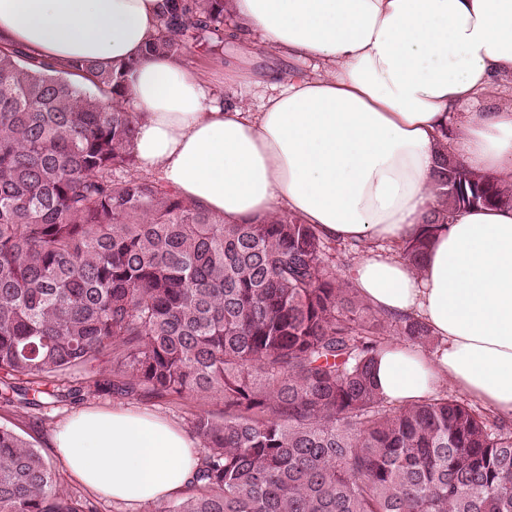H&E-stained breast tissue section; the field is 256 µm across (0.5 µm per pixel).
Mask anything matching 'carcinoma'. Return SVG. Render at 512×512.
<instances>
[{
    "label": "carcinoma",
    "mask_w": 512,
    "mask_h": 512,
    "mask_svg": "<svg viewBox=\"0 0 512 512\" xmlns=\"http://www.w3.org/2000/svg\"><path fill=\"white\" fill-rule=\"evenodd\" d=\"M227 2L161 0L145 54L224 51ZM137 65L0 45V398L41 409L52 382L58 401L223 396L190 421L205 448L191 493L159 512H512V430L444 391L393 406L374 384L388 337L435 344L425 322L374 310L313 225L226 224L139 172ZM434 189L402 247L416 267L448 214L512 206L446 147ZM0 512L97 508L0 426Z\"/></svg>",
    "instance_id": "cac0c4a2"
}]
</instances>
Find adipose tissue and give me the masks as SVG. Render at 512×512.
Here are the masks:
<instances>
[{
    "mask_svg": "<svg viewBox=\"0 0 512 512\" xmlns=\"http://www.w3.org/2000/svg\"><path fill=\"white\" fill-rule=\"evenodd\" d=\"M160 0H0V45L58 63L137 60L127 81L140 169L228 224L285 212L360 255L349 280L374 309L410 315L435 337L426 352L384 346L380 394L406 405L446 385L512 418V207L456 211L420 269L401 246L435 205L443 133L469 169L512 187V106H466L512 76V0H229L235 42L316 74L232 64L188 69L148 56ZM225 87L264 91L259 111ZM52 446L71 477L128 505L186 492L195 439L169 420L89 407Z\"/></svg>",
    "mask_w": 512,
    "mask_h": 512,
    "instance_id": "adipose-tissue-1",
    "label": "adipose tissue"
}]
</instances>
